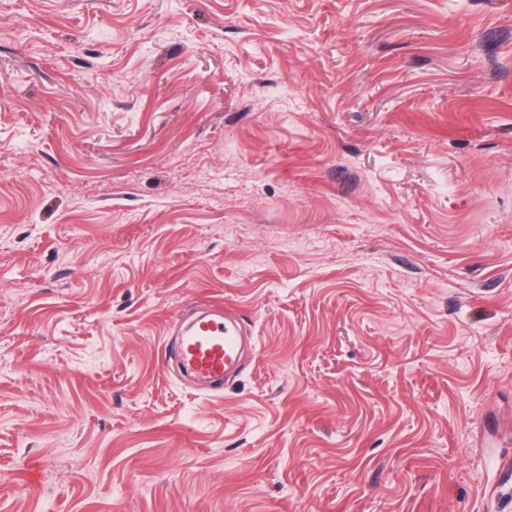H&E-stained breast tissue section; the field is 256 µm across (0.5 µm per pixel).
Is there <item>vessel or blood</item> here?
<instances>
[{
    "mask_svg": "<svg viewBox=\"0 0 512 512\" xmlns=\"http://www.w3.org/2000/svg\"><path fill=\"white\" fill-rule=\"evenodd\" d=\"M243 341L238 323L221 307L209 305L182 332L176 356L184 374L216 386L241 367Z\"/></svg>",
    "mask_w": 512,
    "mask_h": 512,
    "instance_id": "obj_1",
    "label": "vessel or blood"
}]
</instances>
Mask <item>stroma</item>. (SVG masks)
Returning a JSON list of instances; mask_svg holds the SVG:
<instances>
[{
	"instance_id": "1",
	"label": "stroma",
	"mask_w": 512,
	"mask_h": 512,
	"mask_svg": "<svg viewBox=\"0 0 512 512\" xmlns=\"http://www.w3.org/2000/svg\"><path fill=\"white\" fill-rule=\"evenodd\" d=\"M510 467L512 0H0V512H512ZM202 307L181 333L176 356L184 374L201 385L222 386L242 365L245 334L226 308Z\"/></svg>"
}]
</instances>
